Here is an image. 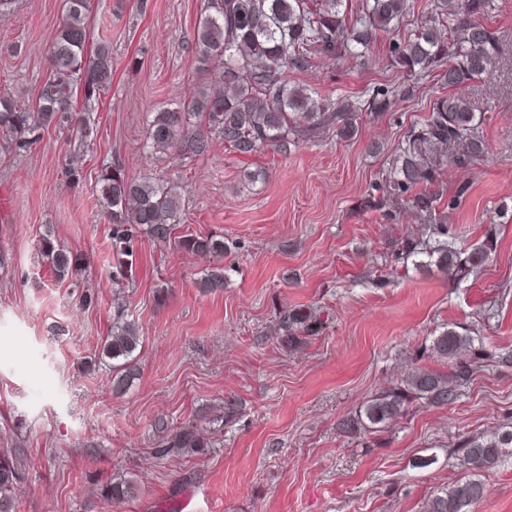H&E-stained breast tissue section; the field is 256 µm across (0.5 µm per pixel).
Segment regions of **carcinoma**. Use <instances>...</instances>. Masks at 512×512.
I'll return each instance as SVG.
<instances>
[{"instance_id": "1", "label": "carcinoma", "mask_w": 512, "mask_h": 512, "mask_svg": "<svg viewBox=\"0 0 512 512\" xmlns=\"http://www.w3.org/2000/svg\"><path fill=\"white\" fill-rule=\"evenodd\" d=\"M207 9L196 30L197 61L208 71L220 68L204 87L184 99L175 109L154 113L149 127L151 147L175 149L183 155L208 154L212 138L241 156L271 147L288 152V145L302 132L329 129L341 136L355 130L362 111L359 101L346 96H323L306 87L292 85L288 70L303 68L313 60L339 54L369 61L368 47L377 32L386 30L409 10V0H359L356 18L347 17L343 0H218ZM90 0H66V14L50 50L49 74L42 82L35 103L20 107L9 97H0V129L19 136L16 145L30 141L23 134L49 128L63 119L87 130L81 113L74 110V94L84 103L98 100L112 81V49L104 42L87 52V15ZM499 8L498 0H429L428 16L417 29L390 42V57L406 77L417 81L435 74L450 94L437 98L426 118L413 128L399 146L389 172L390 188L402 195L433 181L437 159L452 146L462 155L476 158L485 153L480 131L481 117L472 111L465 89L500 58L497 31L483 19ZM406 94L398 84L378 88L367 100L375 114L388 111ZM100 206L111 224L115 266L112 281L122 282L134 263V244L142 236L163 243L171 240L179 223L181 203L178 186L167 179H136L120 164L101 168L98 176ZM437 196L424 191L414 197L415 206L427 215L435 210ZM440 239L429 257L445 273L463 279L485 259L487 247L468 253L448 248L444 226L436 228ZM188 254L224 256V239L212 234L190 233L174 241ZM39 251L55 277L77 273L80 256L55 247L44 238ZM206 292L224 288V266L210 267L200 278ZM283 327L312 329L308 316L297 311L284 314ZM140 342L135 322L121 319L112 325L101 349L111 360L129 363ZM472 347V337L453 330L433 340L432 350L444 359H454ZM472 374L465 366L450 374L426 368L408 373L396 387L369 400L344 426L374 431L402 415L410 400L446 404L454 391L448 381L467 382ZM169 448H203L197 426L188 424L171 435ZM460 465L474 472L488 471L512 459V424L503 425L489 437L462 440L456 448ZM19 482L15 458L0 456V512H16L15 491ZM133 490L130 480L109 482L102 493L121 499ZM484 497V484L471 478L444 489L426 503V512H472Z\"/></svg>"}]
</instances>
